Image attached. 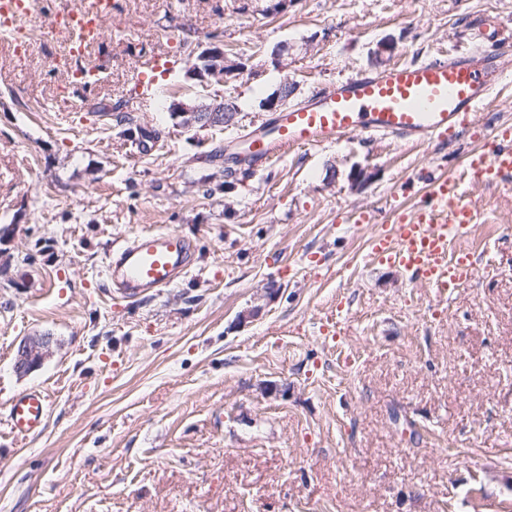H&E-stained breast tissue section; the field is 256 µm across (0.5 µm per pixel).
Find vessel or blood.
<instances>
[{
	"label": "vessel or blood",
	"instance_id": "vessel-or-blood-1",
	"mask_svg": "<svg viewBox=\"0 0 512 512\" xmlns=\"http://www.w3.org/2000/svg\"><path fill=\"white\" fill-rule=\"evenodd\" d=\"M30 14V0H0V30ZM511 54L512 43L504 41L494 50L395 64L329 83L303 105L272 113L245 135L243 151L225 154L224 163L259 171L290 149L333 146L363 133L412 145L453 138L512 80ZM476 183L512 185V130H498L488 151L470 155L463 174L434 179L413 208L397 213L391 227L371 238L373 259L441 293L471 280L474 257L459 243L485 221L483 206L468 193ZM196 255L194 240L180 231L142 232L112 248L107 286L126 299L171 287L191 272ZM48 408L40 388L16 394L7 407L10 431L18 437L41 431Z\"/></svg>",
	"mask_w": 512,
	"mask_h": 512
}]
</instances>
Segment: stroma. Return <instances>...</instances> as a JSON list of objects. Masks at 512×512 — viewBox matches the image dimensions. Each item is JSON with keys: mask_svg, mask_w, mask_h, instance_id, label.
Wrapping results in <instances>:
<instances>
[{"mask_svg": "<svg viewBox=\"0 0 512 512\" xmlns=\"http://www.w3.org/2000/svg\"><path fill=\"white\" fill-rule=\"evenodd\" d=\"M63 1L33 0L28 54L0 38V512H512V192L470 187L487 222L449 297L373 264L374 225L347 220L418 202L512 127V84L423 147L296 149L226 193L206 161L267 119L283 80L300 105L327 81L469 50L485 15L512 34V0H112L91 88L53 64ZM211 45L243 64L230 132L167 112L213 98L187 74ZM153 54L165 64L140 83ZM149 227L196 240L195 267L139 299L109 292L112 247ZM33 334L53 354L22 376ZM32 387L50 409L21 439L6 408ZM296 85L287 79L282 81L275 89L273 95L262 105L263 111H278L287 105L288 101L295 95Z\"/></svg>", "mask_w": 512, "mask_h": 512, "instance_id": "stroma-1", "label": "stroma"}]
</instances>
